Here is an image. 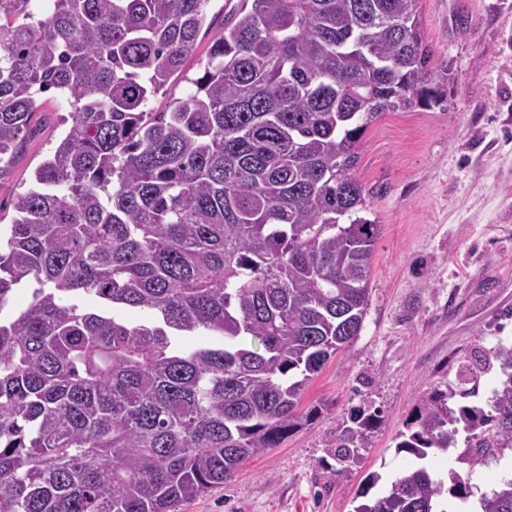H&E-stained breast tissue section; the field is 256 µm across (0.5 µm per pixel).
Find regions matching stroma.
Masks as SVG:
<instances>
[{"label":"stroma","mask_w":512,"mask_h":512,"mask_svg":"<svg viewBox=\"0 0 512 512\" xmlns=\"http://www.w3.org/2000/svg\"><path fill=\"white\" fill-rule=\"evenodd\" d=\"M239 4L209 0L197 58L153 98L154 111L190 92L199 59ZM418 7L448 89L439 105L387 114L365 132L357 174L370 193L366 216L381 229L362 330L306 385L301 407L319 408L313 421L176 512H353L370 472L408 463L396 435L428 396L455 386L473 351L512 345V0ZM70 111L56 92L39 95L0 177V227L12 222L16 193L29 187ZM353 407L378 411L382 422L340 471L327 450ZM464 450L457 443L431 463L472 471L474 494L491 492L512 468V448L473 468Z\"/></svg>","instance_id":"stroma-1"}]
</instances>
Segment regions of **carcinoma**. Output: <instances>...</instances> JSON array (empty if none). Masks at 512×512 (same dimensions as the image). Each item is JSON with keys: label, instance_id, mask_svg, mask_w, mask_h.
<instances>
[{"label": "carcinoma", "instance_id": "obj_1", "mask_svg": "<svg viewBox=\"0 0 512 512\" xmlns=\"http://www.w3.org/2000/svg\"><path fill=\"white\" fill-rule=\"evenodd\" d=\"M30 2L0 0V161L37 94L72 112L0 233V512H175L308 421L304 386L369 305L364 134L439 104L447 73L418 0H242L194 90L153 112L208 0ZM494 360L489 409L449 407ZM350 422L339 466L380 416ZM460 434L472 468L512 447V348L426 401L396 443L410 464L354 512H467L471 473L427 463ZM480 506L512 512V477Z\"/></svg>", "mask_w": 512, "mask_h": 512}]
</instances>
